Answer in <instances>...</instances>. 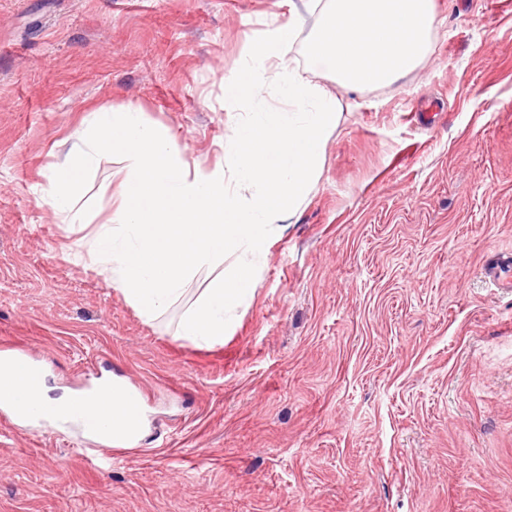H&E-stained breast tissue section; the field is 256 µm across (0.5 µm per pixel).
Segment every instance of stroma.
<instances>
[{
  "mask_svg": "<svg viewBox=\"0 0 512 512\" xmlns=\"http://www.w3.org/2000/svg\"><path fill=\"white\" fill-rule=\"evenodd\" d=\"M303 0H0V344L48 385L121 376L147 435L88 464L69 428L0 423V512H512V0H434L424 63L338 102L314 186L266 245L223 344L179 338L83 260L112 217L100 156L67 229L49 204L93 112L139 107L190 169L224 164L247 38ZM511 265L508 257L495 254L483 266V275L487 282L495 288L512 291Z\"/></svg>",
  "mask_w": 512,
  "mask_h": 512,
  "instance_id": "obj_1",
  "label": "stroma"
}]
</instances>
